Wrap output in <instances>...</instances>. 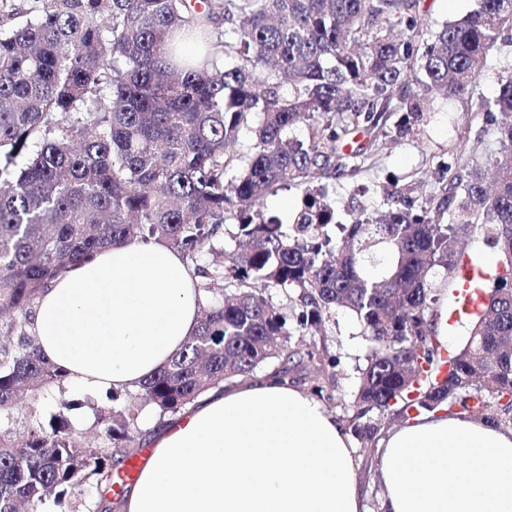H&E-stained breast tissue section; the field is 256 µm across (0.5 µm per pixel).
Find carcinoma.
Masks as SVG:
<instances>
[{"label":"carcinoma","mask_w":512,"mask_h":512,"mask_svg":"<svg viewBox=\"0 0 512 512\" xmlns=\"http://www.w3.org/2000/svg\"><path fill=\"white\" fill-rule=\"evenodd\" d=\"M506 26L512 0H480L439 27L420 0H0V512H65L87 482L97 497L84 512H114L143 406L162 425L261 366L312 362L316 343H288L337 309L369 346L355 398L377 419L352 424L364 446L410 409L457 407L512 428V285L497 276L484 288L444 377L434 313L456 287L452 242L476 257L489 242L512 268L511 68L475 108L501 115L494 189L455 151L443 194L417 211L338 224L319 190L290 224L264 211L284 180L354 170L361 154L342 144L381 113L419 124L427 94L468 99ZM300 124L304 139L292 135ZM251 130L255 141L228 152ZM221 231L238 246L229 257ZM152 239L201 277L198 329L138 389L90 400L100 446L77 443L64 399L47 423L28 408L18 440L20 393L36 402L63 388L29 329L43 290L104 248ZM379 245L392 263L375 277L366 264ZM219 278L233 289L217 297ZM272 288L299 291L293 322Z\"/></svg>","instance_id":"carcinoma-1"}]
</instances>
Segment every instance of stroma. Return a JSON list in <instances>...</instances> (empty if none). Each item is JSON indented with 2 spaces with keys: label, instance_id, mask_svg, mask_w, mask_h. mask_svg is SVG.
<instances>
[{
  "label": "stroma",
  "instance_id": "1",
  "mask_svg": "<svg viewBox=\"0 0 512 512\" xmlns=\"http://www.w3.org/2000/svg\"><path fill=\"white\" fill-rule=\"evenodd\" d=\"M429 100L427 120L414 132L400 133L401 115L393 112L377 130L357 133L355 141L363 147L366 163L342 178L323 181L337 214L386 210L402 201L416 208L427 206L448 178L449 149L464 148L466 158L483 163L498 154L497 123L469 113L465 102L436 94ZM314 339L324 359L331 362L322 380L320 402L327 413L349 422L357 412L353 391L367 353L360 324L351 312L338 310L323 322ZM379 453L374 446H354L367 512H379L384 494L375 471Z\"/></svg>",
  "mask_w": 512,
  "mask_h": 512
}]
</instances>
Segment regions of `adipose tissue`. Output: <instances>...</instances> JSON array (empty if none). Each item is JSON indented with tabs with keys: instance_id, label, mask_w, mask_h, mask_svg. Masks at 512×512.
Instances as JSON below:
<instances>
[{
	"instance_id": "obj_1",
	"label": "adipose tissue",
	"mask_w": 512,
	"mask_h": 512,
	"mask_svg": "<svg viewBox=\"0 0 512 512\" xmlns=\"http://www.w3.org/2000/svg\"><path fill=\"white\" fill-rule=\"evenodd\" d=\"M198 282L163 244L115 245L44 289L32 330L66 390H132L196 330ZM150 442L123 512H363L349 432L275 379L208 391ZM379 446L381 512H512V428L439 411Z\"/></svg>"
}]
</instances>
